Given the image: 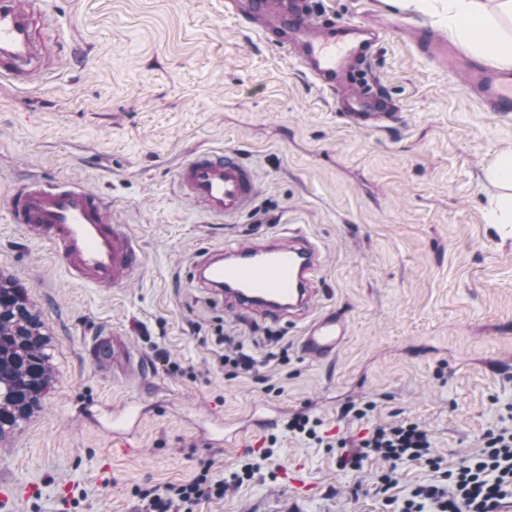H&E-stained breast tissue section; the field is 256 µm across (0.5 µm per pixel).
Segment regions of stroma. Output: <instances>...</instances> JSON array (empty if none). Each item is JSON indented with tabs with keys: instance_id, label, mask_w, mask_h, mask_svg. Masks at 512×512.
I'll list each match as a JSON object with an SVG mask.
<instances>
[{
	"instance_id": "obj_1",
	"label": "stroma",
	"mask_w": 512,
	"mask_h": 512,
	"mask_svg": "<svg viewBox=\"0 0 512 512\" xmlns=\"http://www.w3.org/2000/svg\"><path fill=\"white\" fill-rule=\"evenodd\" d=\"M322 4L386 26L372 72L401 106L397 131L347 125L333 97L224 0H44L53 21L41 79L0 83V274L17 277L40 312L56 366L42 411L0 440V483L34 488L15 512H136V488L187 482L201 461L224 476L240 455L212 443L214 414L231 431L281 408L319 420L333 440L408 418L450 470L487 430L512 427V240L488 222L506 189L486 176L512 154V116L487 112L464 75L416 54L412 27L448 32L433 12L399 0ZM200 146L235 150L254 169L255 212L227 222L181 197L175 169ZM72 177L140 245L124 287L75 281L9 219L12 193ZM287 224L319 245V303L348 320L326 361L302 354L299 323L236 315L190 282L204 249L260 243ZM112 328L144 361L125 387L87 353ZM271 329L287 363L254 376L219 367L217 333L250 345ZM127 395L146 407L132 455L95 421ZM352 401L374 409L341 418ZM256 442L252 477L194 512H391L373 485L376 459L340 469L336 449L279 423ZM299 465L314 485L304 498L280 478Z\"/></svg>"
}]
</instances>
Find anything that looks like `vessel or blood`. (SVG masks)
Here are the masks:
<instances>
[{"label":"vessel or blood","mask_w":512,"mask_h":512,"mask_svg":"<svg viewBox=\"0 0 512 512\" xmlns=\"http://www.w3.org/2000/svg\"><path fill=\"white\" fill-rule=\"evenodd\" d=\"M224 10L275 43L308 81L334 95L350 125L380 132L399 125V103L382 92L372 74L379 33L369 23L336 19L319 0H224ZM49 21L47 12L35 15L17 0H0V81L22 83L39 72L42 50L34 26ZM414 47L449 73H466L471 93L487 111L512 114V70L477 61L423 26L415 29ZM175 184L204 213L224 219L245 214L259 192L254 170L226 149L195 151L178 165ZM7 208L13 223L51 244L66 270L88 286L121 287L141 262L128 225L118 223L102 197L75 180L30 183L9 198ZM321 265L319 246L293 229L252 246L225 240L195 262L193 278L236 312L274 322L304 321L300 349L320 361L334 356L347 334L340 311L317 308ZM94 349L102 373L126 380L139 376L125 334L98 337ZM141 412L132 397L113 407L108 418L113 447L135 451L133 429Z\"/></svg>","instance_id":"obj_1"}]
</instances>
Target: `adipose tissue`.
<instances>
[{
	"label": "adipose tissue",
	"mask_w": 512,
	"mask_h": 512,
	"mask_svg": "<svg viewBox=\"0 0 512 512\" xmlns=\"http://www.w3.org/2000/svg\"><path fill=\"white\" fill-rule=\"evenodd\" d=\"M441 18L466 47L487 61L512 66V41L491 20L485 0H441Z\"/></svg>",
	"instance_id": "obj_1"
}]
</instances>
